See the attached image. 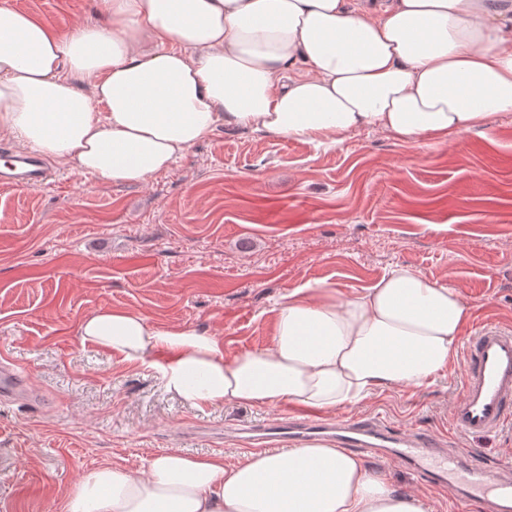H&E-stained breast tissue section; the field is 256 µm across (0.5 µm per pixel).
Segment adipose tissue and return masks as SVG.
<instances>
[{"label": "adipose tissue", "instance_id": "adipose-tissue-1", "mask_svg": "<svg viewBox=\"0 0 512 512\" xmlns=\"http://www.w3.org/2000/svg\"><path fill=\"white\" fill-rule=\"evenodd\" d=\"M58 34L0 9V136L100 183H147L219 128L337 144L359 129L418 149L512 113V0H95ZM270 346L227 353L189 327L99 309L82 342L157 371L192 406L333 411L431 382L471 309L398 265L345 295L289 289ZM65 512H426L333 444L228 467L177 452L88 471Z\"/></svg>", "mask_w": 512, "mask_h": 512}]
</instances>
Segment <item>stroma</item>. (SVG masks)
Here are the masks:
<instances>
[{"label":"stroma","mask_w":512,"mask_h":512,"mask_svg":"<svg viewBox=\"0 0 512 512\" xmlns=\"http://www.w3.org/2000/svg\"><path fill=\"white\" fill-rule=\"evenodd\" d=\"M0 8L62 33L97 19L93 0ZM54 173L46 189H0V359L34 392L0 402V512H64L85 472H137L166 452L237 464L236 429L294 410L171 396L155 371L82 343L95 310H136L254 350L269 345L271 310L289 289L323 282L349 295L402 264L458 288L472 308L464 336L485 322L512 327V114L426 150L371 130L330 148L221 130L143 185ZM462 376L457 362L430 385L339 413L444 435ZM452 442L475 466L512 467V425ZM367 465L423 496L427 512H479L403 464Z\"/></svg>","instance_id":"obj_1"}]
</instances>
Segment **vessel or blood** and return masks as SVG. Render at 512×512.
<instances>
[{
	"mask_svg": "<svg viewBox=\"0 0 512 512\" xmlns=\"http://www.w3.org/2000/svg\"><path fill=\"white\" fill-rule=\"evenodd\" d=\"M53 173L36 155H7L0 161V187L17 190L50 185ZM448 423L457 433L480 437L512 424V328L486 323L471 336L463 357L460 395L453 401ZM254 440L301 442L328 436L337 447L351 448L369 458L401 462L418 469L437 486L457 479L470 502L487 504L490 512H512V475L497 468H476L469 452L446 447L434 435L403 434L383 421L358 417L328 422L311 415L253 429Z\"/></svg>",
	"mask_w": 512,
	"mask_h": 512,
	"instance_id": "obj_1",
	"label": "vessel or blood"
}]
</instances>
